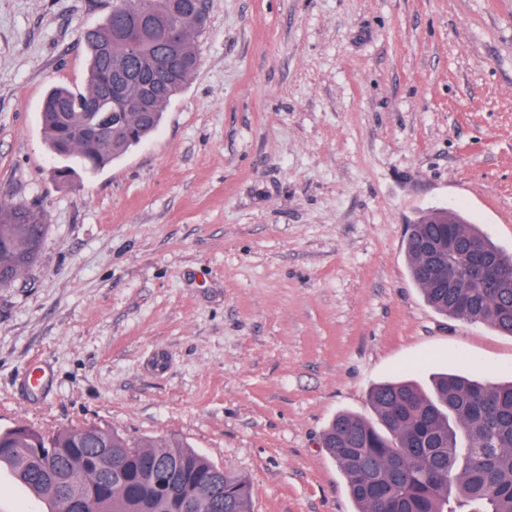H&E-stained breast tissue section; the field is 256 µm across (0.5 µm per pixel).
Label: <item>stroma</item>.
I'll list each match as a JSON object with an SVG mask.
<instances>
[{
  "label": "stroma",
  "instance_id": "obj_1",
  "mask_svg": "<svg viewBox=\"0 0 512 512\" xmlns=\"http://www.w3.org/2000/svg\"><path fill=\"white\" fill-rule=\"evenodd\" d=\"M111 10L0 0V202L47 224L0 287V429L176 437L253 512H356L337 414L407 374L512 380V336L433 310L405 241L458 210L512 253V0H206L158 131L62 182L43 99L85 89ZM48 510L0 473V512Z\"/></svg>",
  "mask_w": 512,
  "mask_h": 512
}]
</instances>
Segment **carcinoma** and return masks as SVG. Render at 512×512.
Segmentation results:
<instances>
[{
	"instance_id": "carcinoma-1",
	"label": "carcinoma",
	"mask_w": 512,
	"mask_h": 512,
	"mask_svg": "<svg viewBox=\"0 0 512 512\" xmlns=\"http://www.w3.org/2000/svg\"><path fill=\"white\" fill-rule=\"evenodd\" d=\"M205 27L203 0H112L104 23L83 34L85 91L54 86L44 98L45 142L65 161L58 179L93 174L157 130L198 68ZM46 229L34 208L0 203V286L36 261ZM440 236L453 247L438 279L420 241ZM469 246L490 260L480 280L466 269ZM406 251L429 306L512 336V255L476 225L434 212L410 225ZM369 402L376 421L342 413L323 434L357 512H512V382L441 373L426 391L405 378L375 386ZM2 459L51 512L72 496L87 512H251L245 478L177 439L155 446L92 425L51 434L20 426L0 431Z\"/></svg>"
}]
</instances>
